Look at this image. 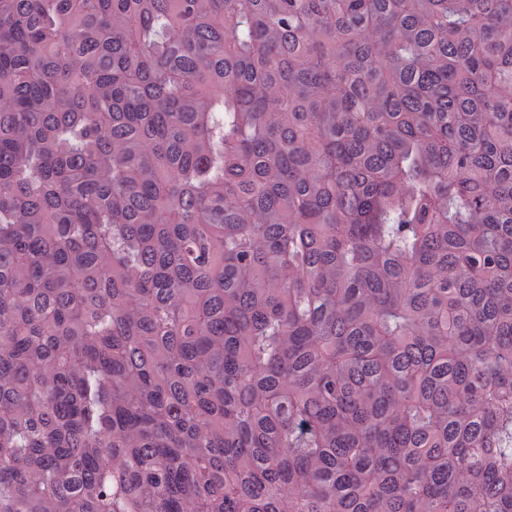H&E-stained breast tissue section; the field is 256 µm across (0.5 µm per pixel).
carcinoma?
<instances>
[{"instance_id": "cac0c4a2", "label": "carcinoma", "mask_w": 512, "mask_h": 512, "mask_svg": "<svg viewBox=\"0 0 512 512\" xmlns=\"http://www.w3.org/2000/svg\"><path fill=\"white\" fill-rule=\"evenodd\" d=\"M0 512H512V0H0Z\"/></svg>"}]
</instances>
